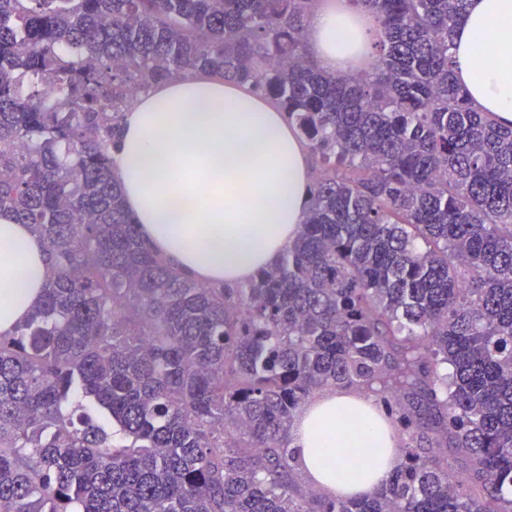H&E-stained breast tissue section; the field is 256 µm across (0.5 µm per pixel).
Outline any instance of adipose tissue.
I'll return each mask as SVG.
<instances>
[{
	"label": "adipose tissue",
	"instance_id": "ef3b65f1",
	"mask_svg": "<svg viewBox=\"0 0 512 512\" xmlns=\"http://www.w3.org/2000/svg\"><path fill=\"white\" fill-rule=\"evenodd\" d=\"M314 64L336 75L369 70L375 24L353 0H318L306 22ZM451 49L473 106L512 124V0H469ZM112 175L142 239L205 285L270 268L306 216L312 171L285 115L248 86L205 74L172 78L123 113ZM50 269L30 227L0 216V335L30 316ZM299 469L321 493L366 497L395 464L391 428L364 394L327 390L294 424Z\"/></svg>",
	"mask_w": 512,
	"mask_h": 512
}]
</instances>
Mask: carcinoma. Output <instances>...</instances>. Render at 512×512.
I'll return each mask as SVG.
<instances>
[{"label": "carcinoma", "mask_w": 512, "mask_h": 512, "mask_svg": "<svg viewBox=\"0 0 512 512\" xmlns=\"http://www.w3.org/2000/svg\"><path fill=\"white\" fill-rule=\"evenodd\" d=\"M356 2L376 58L341 77L305 52L317 0H0V215L51 271L0 336V512H512V126L455 78L468 0ZM186 73L273 100L315 163L301 232L236 288L155 255L111 177L124 109ZM329 387L395 419L371 496L296 482Z\"/></svg>", "instance_id": "1"}]
</instances>
